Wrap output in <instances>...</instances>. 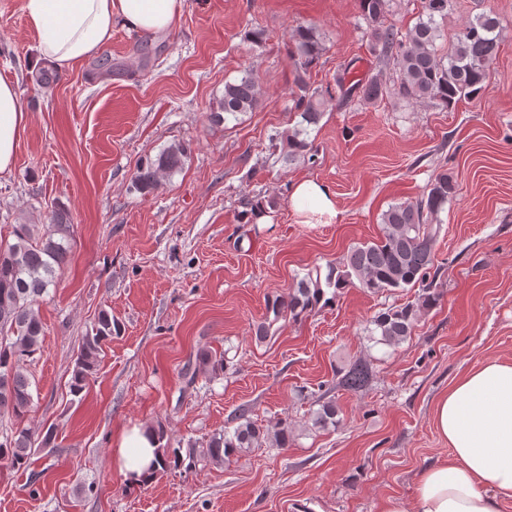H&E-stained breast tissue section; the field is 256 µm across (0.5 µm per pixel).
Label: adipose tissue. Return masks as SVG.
Returning <instances> with one entry per match:
<instances>
[{"label": "adipose tissue", "instance_id": "adipose-tissue-1", "mask_svg": "<svg viewBox=\"0 0 512 512\" xmlns=\"http://www.w3.org/2000/svg\"><path fill=\"white\" fill-rule=\"evenodd\" d=\"M182 0H25L38 60L58 68L93 56L121 23L166 31ZM27 115L17 86L0 78V173L14 163ZM293 208L320 220L336 219L335 196L323 183L294 184ZM449 455L426 469L411 501L386 499L381 512H501L512 501V362L489 359L453 382L434 413ZM158 442L156 432L136 427L118 445L120 470L130 485L146 475Z\"/></svg>", "mask_w": 512, "mask_h": 512}]
</instances>
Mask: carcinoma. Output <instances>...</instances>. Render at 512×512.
<instances>
[{
	"mask_svg": "<svg viewBox=\"0 0 512 512\" xmlns=\"http://www.w3.org/2000/svg\"><path fill=\"white\" fill-rule=\"evenodd\" d=\"M397 0H358L360 19L372 47L385 63L386 72L371 79L345 85L337 80L343 98L357 97L376 101L387 93L411 104H435L451 110L461 100L484 97L489 91V68L495 59L503 31L501 20L491 13H479L448 40V51L440 52L437 41L444 33L440 21L448 17L450 0H421V11L415 25L403 32L389 20ZM289 57L295 61L298 92L291 98L289 111L294 125L276 132L271 146L279 147L285 159L314 162L316 150L309 139L311 127L323 118L327 99L324 92L311 87L306 79L318 64L326 47L313 25H299L289 34ZM263 91L251 71L246 70L234 81L224 83L221 111L211 113L212 121L226 123L254 111ZM188 147L173 144L163 149L156 159L139 166L132 179L143 193L154 190L160 178L181 170ZM456 183L448 172L432 175L427 190L414 200L394 203L381 215V236L376 241L350 247L346 257L328 266L327 273L308 272L289 290L267 304L273 319L257 325L256 335L268 337L274 322L289 319L298 322L322 302L328 304L325 289H333L332 298L354 285L374 293L405 290L415 286L420 291L414 300L386 309L373 316L367 332L376 344L397 347L409 338L419 318L434 308L441 292L437 281L441 267L435 265L438 234L433 224L438 213L455 197ZM15 241L0 246V415L7 414L22 421L32 403L30 380L19 369V363L41 349L43 326L35 305L48 288L55 285L73 247V225L66 214L57 211L52 223L36 233L30 224L13 225ZM112 316L103 312L91 331L82 339L71 373L70 392L80 395L96 370L102 346L117 332ZM225 354L203 351L197 368L186 369L187 386L201 375L217 376L224 372ZM371 370L364 361L354 362L334 373L333 383L351 391L365 389ZM339 410L330 399L313 412L312 427L328 430L336 427ZM288 421L261 426L251 420L246 410L233 419V426L214 435L205 446L173 448L162 443L158 448V470L191 472L198 466L221 464L238 454L250 453L270 443L288 447ZM34 440L25 427L0 434V470L18 471L30 465Z\"/></svg>",
	"mask_w": 512,
	"mask_h": 512,
	"instance_id": "carcinoma-1",
	"label": "carcinoma"
}]
</instances>
